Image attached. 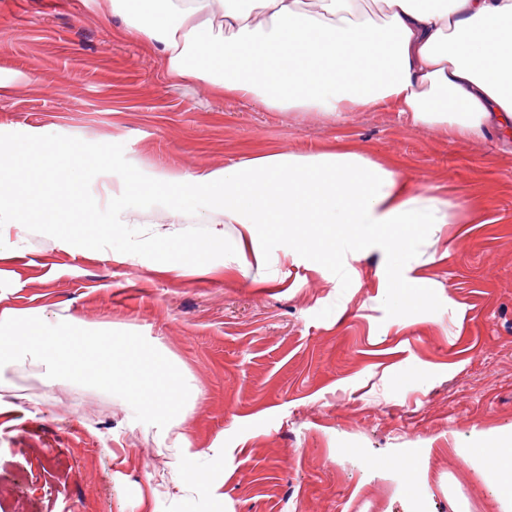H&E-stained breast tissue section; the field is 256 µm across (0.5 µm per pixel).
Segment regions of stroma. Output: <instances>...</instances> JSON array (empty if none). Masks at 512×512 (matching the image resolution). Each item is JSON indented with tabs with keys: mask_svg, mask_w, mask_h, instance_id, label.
<instances>
[{
	"mask_svg": "<svg viewBox=\"0 0 512 512\" xmlns=\"http://www.w3.org/2000/svg\"><path fill=\"white\" fill-rule=\"evenodd\" d=\"M123 28L98 0H0V154L37 136L76 157L44 171L64 192L37 193L40 210L107 224L112 177L129 169L184 176L343 142L455 205L405 256L421 302L396 313L378 246L346 276L274 240L261 277L218 246L163 274L151 247L131 265L22 226L0 310L158 341L197 389L181 431L201 451L224 442V512H512V471L466 453L512 433V152L393 112L336 122L219 98L172 79ZM0 390L21 407L0 429V512H139L136 489L176 460L95 377L50 389L6 359Z\"/></svg>",
	"mask_w": 512,
	"mask_h": 512,
	"instance_id": "stroma-1",
	"label": "stroma"
}]
</instances>
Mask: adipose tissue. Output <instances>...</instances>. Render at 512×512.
I'll return each instance as SVG.
<instances>
[{"mask_svg": "<svg viewBox=\"0 0 512 512\" xmlns=\"http://www.w3.org/2000/svg\"><path fill=\"white\" fill-rule=\"evenodd\" d=\"M365 0H100L125 32L162 57L169 75L209 87L212 94L263 104L273 111L314 112L340 119L347 112L384 110L407 124L436 127L450 138L490 136L512 144V0H382L373 14ZM33 143L14 145L0 161V261L12 256L4 228L50 223L27 205V171L18 158ZM150 184L168 194L178 223L198 194L224 213L204 238L177 241L158 229L151 243L173 252L164 270L222 246L242 274L263 270L269 240L284 254L310 260L359 259L373 246L388 257L386 276L409 285L402 259L424 228L448 221V200L421 194L400 178L390 159L375 161L340 144L307 155L273 151L224 168L170 180L129 172L112 189V221L95 228L113 255L136 261L139 204L131 190ZM237 227L236 234L225 231ZM45 313L0 311V353L41 369L46 386L61 377L95 376L119 385L127 404L173 441L180 463L161 475L152 497L170 512H224V451L202 457L179 427L194 394L153 343L129 336L90 337L72 323L46 336Z\"/></svg>", "mask_w": 512, "mask_h": 512, "instance_id": "1", "label": "adipose tissue"}]
</instances>
